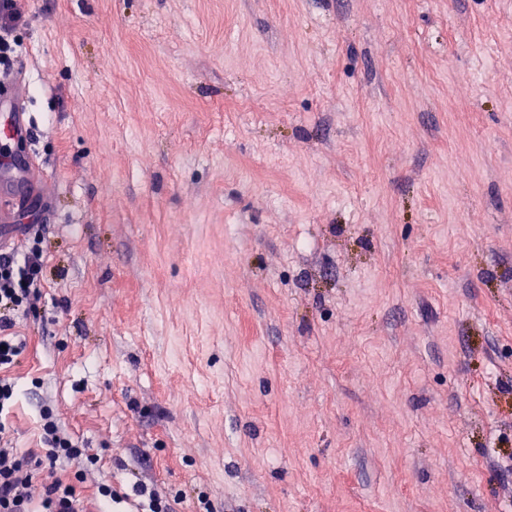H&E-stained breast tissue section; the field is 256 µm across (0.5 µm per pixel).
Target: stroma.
<instances>
[{
	"label": "stroma",
	"mask_w": 512,
	"mask_h": 512,
	"mask_svg": "<svg viewBox=\"0 0 512 512\" xmlns=\"http://www.w3.org/2000/svg\"><path fill=\"white\" fill-rule=\"evenodd\" d=\"M20 5L14 445L110 512L512 504V0ZM0 170L17 185H20L25 192L15 194L3 192L1 194V223L2 225H19L6 224L5 213L12 209L20 208L25 199V193L39 196L46 200L47 192L45 190V172L40 165L37 156L32 152L26 159L18 160L12 155L1 153Z\"/></svg>",
	"instance_id": "obj_1"
}]
</instances>
